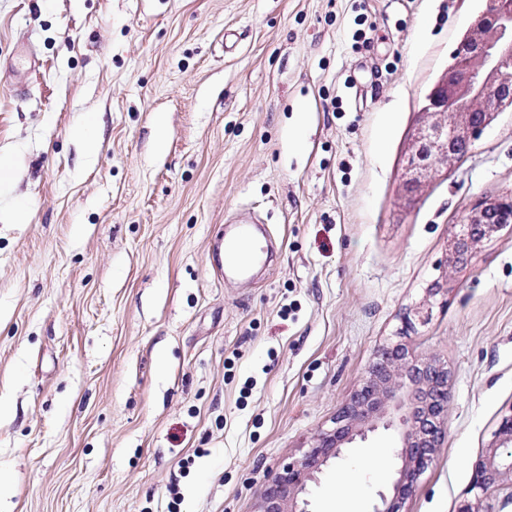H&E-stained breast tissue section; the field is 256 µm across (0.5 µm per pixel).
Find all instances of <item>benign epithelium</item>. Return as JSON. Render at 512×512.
<instances>
[{"label":"benign epithelium","mask_w":512,"mask_h":512,"mask_svg":"<svg viewBox=\"0 0 512 512\" xmlns=\"http://www.w3.org/2000/svg\"><path fill=\"white\" fill-rule=\"evenodd\" d=\"M506 109L512 110V0H485V8L464 32L454 62L427 95L400 184L404 205L416 201L437 167L464 157ZM511 224L512 195L485 202L451 235L447 268L466 267L481 243ZM449 381L450 370L439 359L416 356L400 342L381 346L337 410L334 427L268 480L256 512H309L308 484L340 457L342 448L380 427L397 440L398 466L373 512H402L445 438ZM502 448L510 452L504 455ZM507 483L512 485V414L501 419L485 454L473 465L471 489L489 499Z\"/></svg>","instance_id":"1"}]
</instances>
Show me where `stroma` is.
I'll use <instances>...</instances> for the list:
<instances>
[{
    "mask_svg": "<svg viewBox=\"0 0 512 512\" xmlns=\"http://www.w3.org/2000/svg\"><path fill=\"white\" fill-rule=\"evenodd\" d=\"M482 0H0V512H255L376 349L451 371L404 512L478 507L512 414V231L438 295L455 224L512 194V112L399 199ZM164 142H157V128ZM274 257L227 271L231 222ZM377 431L308 486L372 512ZM487 448L473 465L471 484V490H479L486 500L506 482L512 485V450L506 456L500 452L501 448L512 449V414L501 419Z\"/></svg>",
    "mask_w": 512,
    "mask_h": 512,
    "instance_id": "1",
    "label": "stroma"
}]
</instances>
